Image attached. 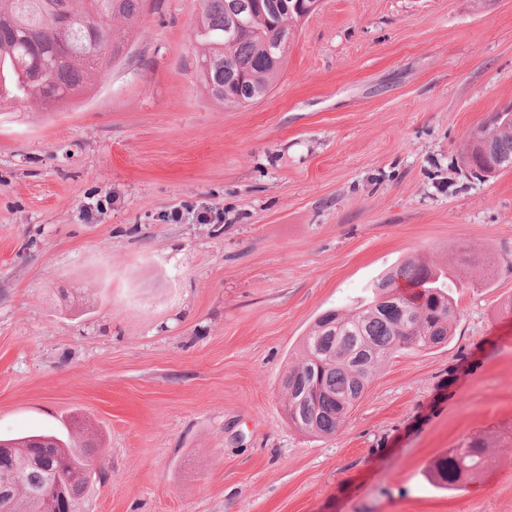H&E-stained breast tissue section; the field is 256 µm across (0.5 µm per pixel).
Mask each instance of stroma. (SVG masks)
Listing matches in <instances>:
<instances>
[{
    "instance_id": "35a3bbf8",
    "label": "stroma",
    "mask_w": 512,
    "mask_h": 512,
    "mask_svg": "<svg viewBox=\"0 0 512 512\" xmlns=\"http://www.w3.org/2000/svg\"><path fill=\"white\" fill-rule=\"evenodd\" d=\"M197 20L149 0L92 94L0 102V438L93 442L86 512H512V168L462 163L512 103V0H320L241 108L202 88ZM417 256L454 283L448 345L297 429L302 338ZM476 435L487 468L436 489Z\"/></svg>"
}]
</instances>
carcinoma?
I'll use <instances>...</instances> for the list:
<instances>
[{
    "instance_id": "carcinoma-1",
    "label": "carcinoma",
    "mask_w": 512,
    "mask_h": 512,
    "mask_svg": "<svg viewBox=\"0 0 512 512\" xmlns=\"http://www.w3.org/2000/svg\"><path fill=\"white\" fill-rule=\"evenodd\" d=\"M283 0H198L196 68L208 95L235 107L264 98L288 56L293 17ZM146 0H0V99L24 98L61 111L91 93L137 38ZM247 27L232 35L236 7ZM503 164H512V126L488 119ZM348 311L322 314L282 379L285 408L298 429L331 436L341 428L377 369L403 351L448 344L457 319L448 273L425 257L403 261ZM0 459V512H43L62 486L70 512L83 504L97 472L89 457L53 434L10 440ZM488 442L475 436L430 466L433 484L456 491L486 465Z\"/></svg>"
}]
</instances>
